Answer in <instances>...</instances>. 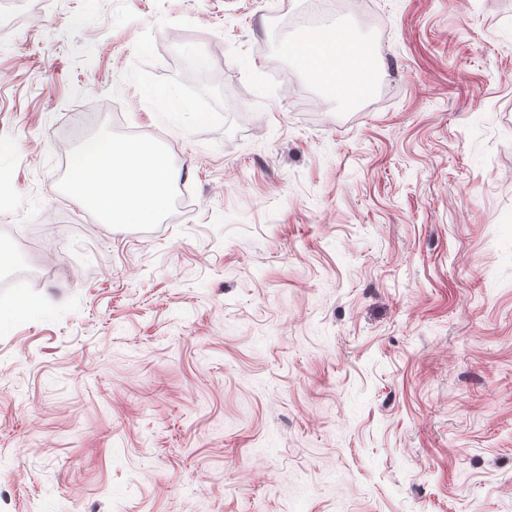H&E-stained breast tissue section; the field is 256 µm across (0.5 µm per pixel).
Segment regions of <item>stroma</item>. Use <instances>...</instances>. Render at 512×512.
<instances>
[{
    "label": "stroma",
    "instance_id": "obj_1",
    "mask_svg": "<svg viewBox=\"0 0 512 512\" xmlns=\"http://www.w3.org/2000/svg\"><path fill=\"white\" fill-rule=\"evenodd\" d=\"M9 2L0 512H512V0L327 12L343 102L314 0ZM89 138L190 206L104 223ZM305 45L315 48V54L306 59L302 53ZM289 52L305 61L310 73L319 76V81L340 93L355 97L367 84L365 53L355 39L343 29H329L303 43H295ZM336 74L340 79L336 88ZM333 82L329 83V78Z\"/></svg>",
    "mask_w": 512,
    "mask_h": 512
}]
</instances>
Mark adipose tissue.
Returning <instances> with one entry per match:
<instances>
[{"label":"adipose tissue","mask_w":512,"mask_h":512,"mask_svg":"<svg viewBox=\"0 0 512 512\" xmlns=\"http://www.w3.org/2000/svg\"><path fill=\"white\" fill-rule=\"evenodd\" d=\"M309 43L315 53L305 65L320 82L339 77L338 90L349 97L365 90V53L350 33L329 29ZM177 176L148 143L97 138L82 144L71 179L82 202L107 223L152 224L167 208Z\"/></svg>","instance_id":"obj_1"}]
</instances>
